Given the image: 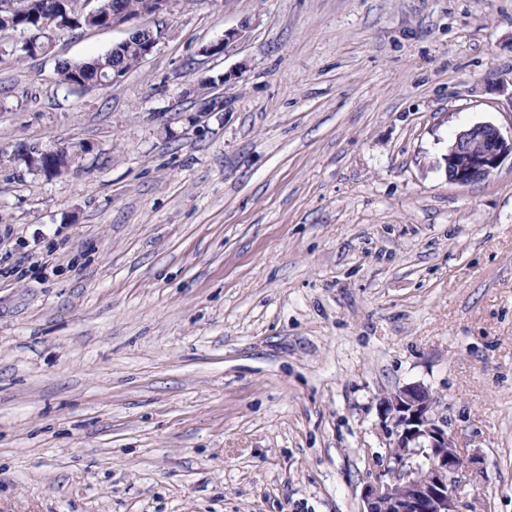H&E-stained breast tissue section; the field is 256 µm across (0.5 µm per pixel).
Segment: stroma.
<instances>
[{
    "label": "stroma",
    "mask_w": 512,
    "mask_h": 512,
    "mask_svg": "<svg viewBox=\"0 0 512 512\" xmlns=\"http://www.w3.org/2000/svg\"><path fill=\"white\" fill-rule=\"evenodd\" d=\"M139 23L164 36L108 86L57 71L127 29L0 37V512H361L379 404L418 383L512 512V163L444 161L512 133V0ZM71 142L58 178L17 158ZM508 157L512 160V133L506 138L491 123L467 126L448 145V181L467 185L484 180Z\"/></svg>",
    "instance_id": "obj_1"
}]
</instances>
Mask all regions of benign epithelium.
I'll return each instance as SVG.
<instances>
[{"label": "benign epithelium", "mask_w": 512, "mask_h": 512, "mask_svg": "<svg viewBox=\"0 0 512 512\" xmlns=\"http://www.w3.org/2000/svg\"><path fill=\"white\" fill-rule=\"evenodd\" d=\"M79 0H62L64 21L95 20L102 27L131 29L130 35L112 46L119 52L134 43L140 58L149 56L163 32L144 28L135 21L143 15L171 11L177 0H150L147 9L129 14L112 10V20H103L100 0L91 11L77 9ZM242 31L224 32V39L203 47L202 53L228 51ZM512 158V137H505L491 123H477L459 130L448 145V181L467 185L487 178L507 158ZM438 399L426 386L399 389L384 398L381 418L389 440L379 475L364 482L362 512H476L474 502L463 492L464 475H484L479 457L460 448L448 431V418L437 410Z\"/></svg>", "instance_id": "7a95c632"}]
</instances>
